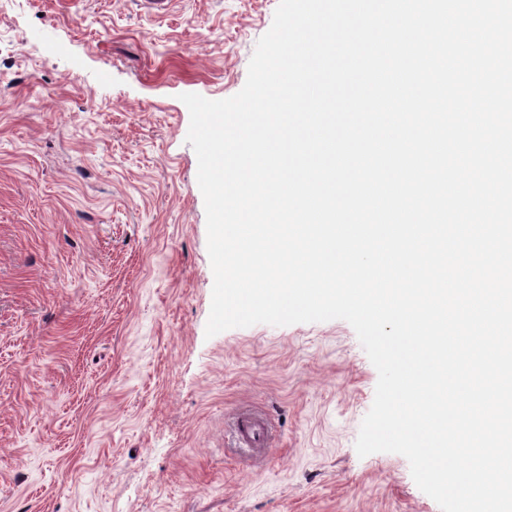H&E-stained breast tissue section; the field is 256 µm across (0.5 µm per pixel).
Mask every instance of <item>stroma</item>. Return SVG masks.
<instances>
[{"label": "stroma", "mask_w": 512, "mask_h": 512, "mask_svg": "<svg viewBox=\"0 0 512 512\" xmlns=\"http://www.w3.org/2000/svg\"><path fill=\"white\" fill-rule=\"evenodd\" d=\"M279 0H0V512H440L355 450L378 372L335 319L206 337L180 96L237 94ZM279 437L241 460L231 413Z\"/></svg>", "instance_id": "stroma-1"}]
</instances>
